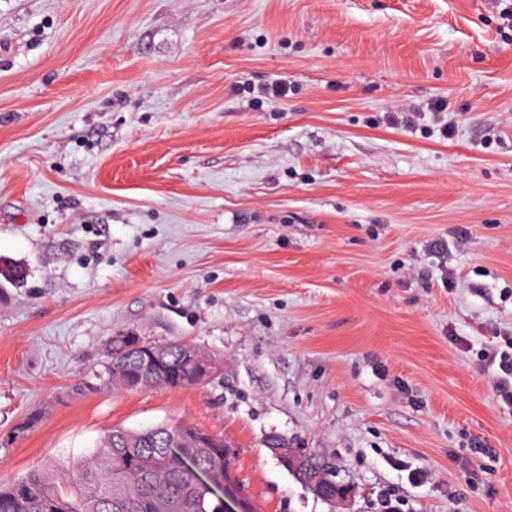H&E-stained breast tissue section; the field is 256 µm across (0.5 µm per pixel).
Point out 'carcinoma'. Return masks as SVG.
Here are the masks:
<instances>
[{"label": "carcinoma", "instance_id": "carcinoma-1", "mask_svg": "<svg viewBox=\"0 0 512 512\" xmlns=\"http://www.w3.org/2000/svg\"><path fill=\"white\" fill-rule=\"evenodd\" d=\"M26 277L25 267L0 263V281L18 286ZM185 346L163 345L165 369L145 380L138 356L111 342L99 382L130 390L198 384L196 373L180 365ZM196 434L192 427H114L75 469L69 491H58L44 473L31 471L0 485V512H209V492L196 484L193 473L206 468L224 477V438L211 448H198Z\"/></svg>", "mask_w": 512, "mask_h": 512}]
</instances>
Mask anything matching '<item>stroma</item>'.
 <instances>
[{"instance_id":"35a3bbf8","label":"stroma","mask_w":512,"mask_h":512,"mask_svg":"<svg viewBox=\"0 0 512 512\" xmlns=\"http://www.w3.org/2000/svg\"><path fill=\"white\" fill-rule=\"evenodd\" d=\"M496 0H0V483L224 436L256 512H512V32ZM285 75L287 99L252 90ZM443 98L453 139L370 124ZM446 241L450 286L426 247ZM115 336L202 384L79 394ZM24 435H16L17 427ZM278 436L349 486L317 498ZM428 482L409 481L412 471ZM507 340L510 352L499 353L498 370H494L497 377L495 389L499 402L512 408V336L511 342L508 337Z\"/></svg>"}]
</instances>
